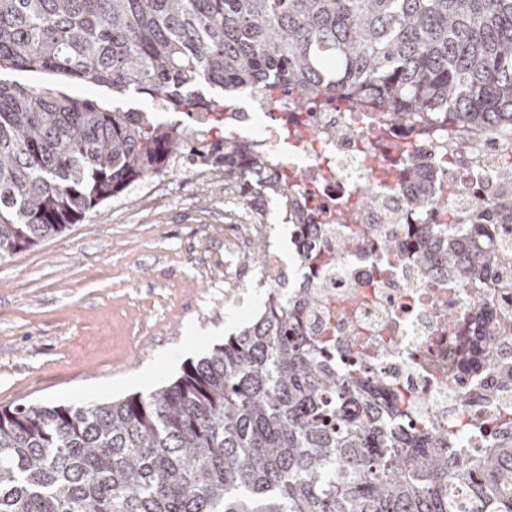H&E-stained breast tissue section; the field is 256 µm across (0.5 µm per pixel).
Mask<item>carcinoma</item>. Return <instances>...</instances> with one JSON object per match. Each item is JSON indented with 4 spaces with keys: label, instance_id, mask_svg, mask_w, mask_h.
<instances>
[{
    "label": "carcinoma",
    "instance_id": "1",
    "mask_svg": "<svg viewBox=\"0 0 512 512\" xmlns=\"http://www.w3.org/2000/svg\"><path fill=\"white\" fill-rule=\"evenodd\" d=\"M0 260L180 166L189 134L72 96L133 89L174 112L194 96L283 85L371 100L395 125L512 129V0H0ZM224 177L264 190L270 159L224 143ZM412 206L440 205L416 166ZM419 265L450 282L492 265L449 224H423ZM271 292L258 319L148 395L0 406V512H512V443L469 459L410 425L359 360L338 367Z\"/></svg>",
    "mask_w": 512,
    "mask_h": 512
}]
</instances>
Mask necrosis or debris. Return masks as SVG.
<instances>
[{"mask_svg":"<svg viewBox=\"0 0 512 512\" xmlns=\"http://www.w3.org/2000/svg\"><path fill=\"white\" fill-rule=\"evenodd\" d=\"M224 123L239 130L241 143L270 154L271 181L289 180L284 217L296 226L299 285L322 295L301 319L306 335L330 342L337 362L367 360L370 372L413 401L414 414L441 426L461 422L467 456L512 442V217L494 207L512 192V130L398 127L350 100L305 99L285 88L253 89L245 104L225 108ZM411 164L425 171L442 207L411 206ZM299 170L306 179H295ZM367 192L375 204L363 209ZM448 222L463 233L490 225L482 243L496 262L486 278L451 282L420 267L419 225ZM387 235L398 240L400 257L381 251ZM349 237L354 247L339 253ZM490 322L498 328L491 338ZM373 339L387 351L373 353ZM477 342L492 348L496 368L456 371V357Z\"/></svg>","mask_w":512,"mask_h":512,"instance_id":"obj_1","label":"necrosis or debris"}]
</instances>
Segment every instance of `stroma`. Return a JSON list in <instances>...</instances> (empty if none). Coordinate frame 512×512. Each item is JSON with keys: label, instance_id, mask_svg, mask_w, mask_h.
I'll return each mask as SVG.
<instances>
[{"label": "stroma", "instance_id": "obj_1", "mask_svg": "<svg viewBox=\"0 0 512 512\" xmlns=\"http://www.w3.org/2000/svg\"><path fill=\"white\" fill-rule=\"evenodd\" d=\"M109 108L151 112L147 95L77 86ZM271 216L267 238L293 257L294 227L277 200L227 198L192 170L138 184L39 246L0 260V406L80 405L146 394L212 353L263 309L258 234L248 208Z\"/></svg>", "mask_w": 512, "mask_h": 512}]
</instances>
